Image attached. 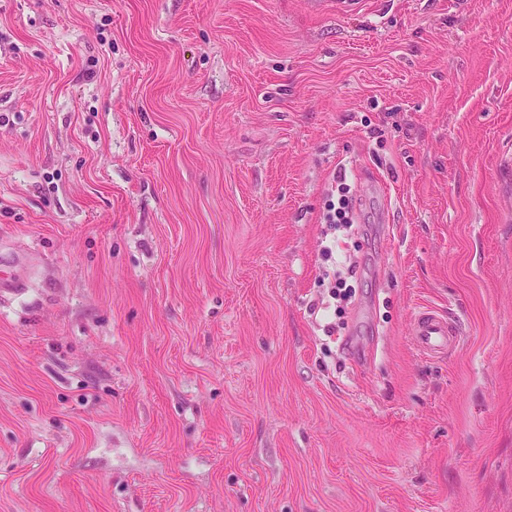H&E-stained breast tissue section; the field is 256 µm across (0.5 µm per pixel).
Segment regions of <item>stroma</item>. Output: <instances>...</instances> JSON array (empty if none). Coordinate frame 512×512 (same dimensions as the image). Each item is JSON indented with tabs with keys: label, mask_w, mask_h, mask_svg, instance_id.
Returning a JSON list of instances; mask_svg holds the SVG:
<instances>
[{
	"label": "stroma",
	"mask_w": 512,
	"mask_h": 512,
	"mask_svg": "<svg viewBox=\"0 0 512 512\" xmlns=\"http://www.w3.org/2000/svg\"><path fill=\"white\" fill-rule=\"evenodd\" d=\"M0 115V512H512V0H0ZM351 214L352 200L345 195H341L338 199L337 206L335 202L328 206L327 212L323 214V223L331 224V226L335 228L336 224H340V226H347V224H352ZM413 334L422 354L443 357L458 346L461 328L447 314L432 308H422L415 313Z\"/></svg>",
	"instance_id": "obj_1"
}]
</instances>
